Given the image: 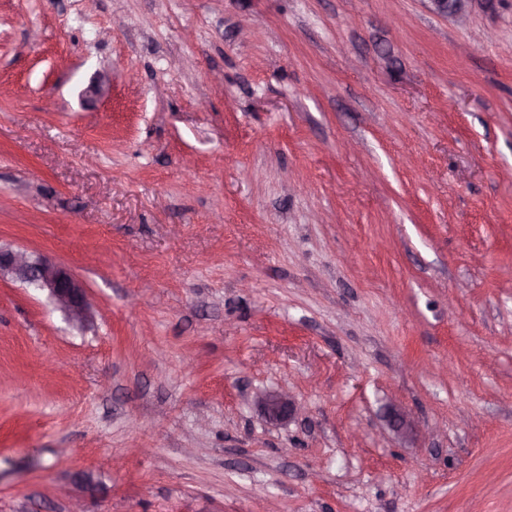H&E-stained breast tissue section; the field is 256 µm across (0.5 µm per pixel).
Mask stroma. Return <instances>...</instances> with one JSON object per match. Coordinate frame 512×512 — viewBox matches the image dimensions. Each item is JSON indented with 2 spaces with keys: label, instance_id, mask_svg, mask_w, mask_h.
Masks as SVG:
<instances>
[{
  "label": "stroma",
  "instance_id": "1",
  "mask_svg": "<svg viewBox=\"0 0 512 512\" xmlns=\"http://www.w3.org/2000/svg\"><path fill=\"white\" fill-rule=\"evenodd\" d=\"M0 245V512H512V0H0ZM5 277L46 293L74 324L92 317L93 305L84 284L70 269L43 256L0 247V279ZM257 403L264 417L270 422L280 421L289 413L298 412L288 392L283 390L266 392L258 398Z\"/></svg>",
  "mask_w": 512,
  "mask_h": 512
}]
</instances>
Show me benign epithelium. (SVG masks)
I'll use <instances>...</instances> for the list:
<instances>
[{
	"label": "benign epithelium",
	"instance_id": "obj_1",
	"mask_svg": "<svg viewBox=\"0 0 512 512\" xmlns=\"http://www.w3.org/2000/svg\"><path fill=\"white\" fill-rule=\"evenodd\" d=\"M431 10L442 16L461 17L472 0H428ZM9 277L47 294L49 299L74 324H84L92 317L93 305L84 284L68 268L43 256L24 250L0 247V279ZM264 417L277 422L291 412H298L288 392L269 391L258 398Z\"/></svg>",
	"mask_w": 512,
	"mask_h": 512
}]
</instances>
